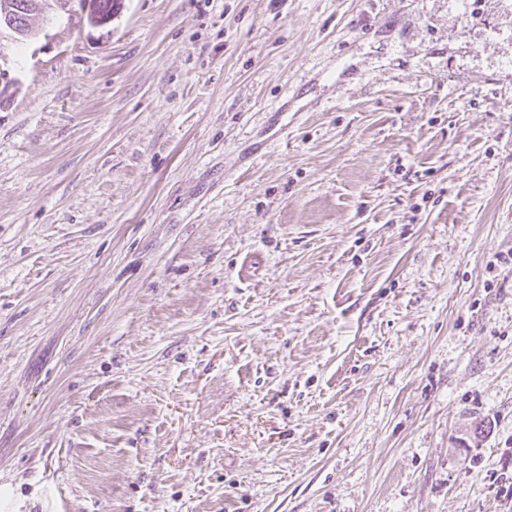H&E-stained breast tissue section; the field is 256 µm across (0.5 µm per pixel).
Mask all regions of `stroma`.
<instances>
[{
  "label": "stroma",
  "mask_w": 512,
  "mask_h": 512,
  "mask_svg": "<svg viewBox=\"0 0 512 512\" xmlns=\"http://www.w3.org/2000/svg\"><path fill=\"white\" fill-rule=\"evenodd\" d=\"M472 2L0 31V512H512V0Z\"/></svg>",
  "instance_id": "obj_1"
}]
</instances>
